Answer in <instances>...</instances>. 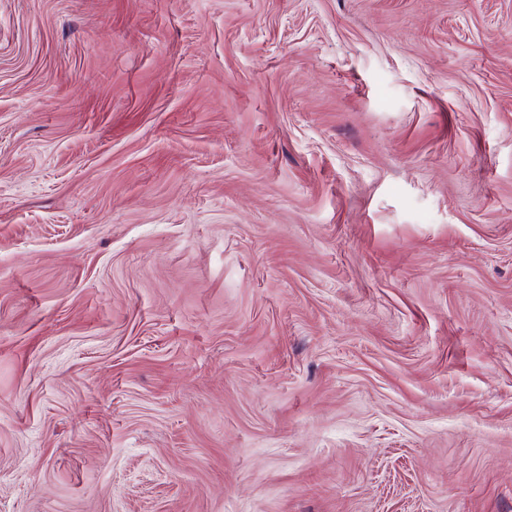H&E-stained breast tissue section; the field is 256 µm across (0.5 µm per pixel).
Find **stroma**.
Segmentation results:
<instances>
[{
    "instance_id": "35a3bbf8",
    "label": "stroma",
    "mask_w": 512,
    "mask_h": 512,
    "mask_svg": "<svg viewBox=\"0 0 512 512\" xmlns=\"http://www.w3.org/2000/svg\"><path fill=\"white\" fill-rule=\"evenodd\" d=\"M0 512H512V0H0Z\"/></svg>"
}]
</instances>
